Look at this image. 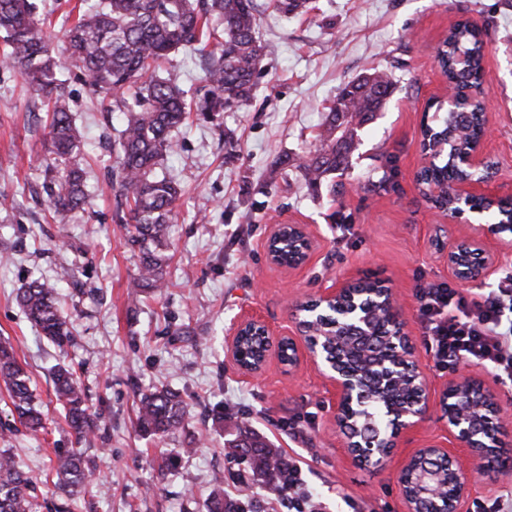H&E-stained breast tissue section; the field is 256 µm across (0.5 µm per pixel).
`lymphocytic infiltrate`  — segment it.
<instances>
[{
  "mask_svg": "<svg viewBox=\"0 0 512 512\" xmlns=\"http://www.w3.org/2000/svg\"><path fill=\"white\" fill-rule=\"evenodd\" d=\"M420 313L438 364L466 361L512 381L511 287L471 302L450 285L430 284Z\"/></svg>",
  "mask_w": 512,
  "mask_h": 512,
  "instance_id": "f902f5d3",
  "label": "lymphocytic infiltrate"
}]
</instances>
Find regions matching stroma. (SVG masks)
I'll use <instances>...</instances> for the list:
<instances>
[{
    "label": "stroma",
    "mask_w": 512,
    "mask_h": 512,
    "mask_svg": "<svg viewBox=\"0 0 512 512\" xmlns=\"http://www.w3.org/2000/svg\"><path fill=\"white\" fill-rule=\"evenodd\" d=\"M255 2L271 52L266 70L249 102L213 122L190 117L177 133L178 149L164 162L184 191L170 228V285L136 304L128 284L138 257L109 186L121 114L106 111L84 70L64 66L91 203L75 221H48L41 103L0 66V254L10 257L0 264V338L27 369L46 426L0 437V449L31 476L39 512L64 502L72 512H206L217 487L257 512H289L287 493L252 480L227 454L225 442L244 427L301 464L304 487L322 512H405L396 471L415 448L447 438L438 409L405 435L386 469L361 467L336 434L335 399L311 362L290 371L273 358L248 377L228 352L241 316L261 318L273 336L292 335L291 303L350 276L390 280L432 394L471 376L512 397V384L481 366L436 364L419 291L452 277L429 245L437 217L414 183L424 110L445 86L434 47L467 18L487 33L485 142L501 183L512 187V0H314V11L288 19L267 10L266 0ZM373 68L392 71L398 90L363 131L351 169L316 194L296 170L281 174V159L315 146L328 101ZM158 74L185 90L203 78L200 60L182 51ZM228 133L236 142L230 154ZM384 171L394 183L386 192L373 186ZM277 222L309 225L317 247L308 266L290 271L270 263L264 243ZM65 265L71 276L62 281ZM35 278L59 282L75 336L66 352L39 338L15 300ZM85 282L99 288L98 297L83 294ZM59 363L73 368L98 417L88 443L97 480L71 497L52 464L55 449L76 445L53 393L50 373ZM156 387L179 392L186 404L182 428L163 438L135 428L136 392ZM175 454L177 467L158 473L160 458Z\"/></svg>",
    "instance_id": "35a3bbf8"
}]
</instances>
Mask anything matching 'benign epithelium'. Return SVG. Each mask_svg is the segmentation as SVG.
Listing matches in <instances>:
<instances>
[{
    "label": "benign epithelium",
    "instance_id": "7a95c632",
    "mask_svg": "<svg viewBox=\"0 0 512 512\" xmlns=\"http://www.w3.org/2000/svg\"><path fill=\"white\" fill-rule=\"evenodd\" d=\"M464 164L474 170L476 176L454 183L451 196L455 199L456 210H436L440 222L435 225L431 242L457 281L482 282L492 275L500 257L512 252V213L490 223L483 210L471 208L475 199L496 201L502 196L497 166L492 164L485 139L472 145ZM459 223L464 224V234L456 238L451 225ZM285 228L298 230L306 241L300 261L288 266L290 270L301 269L308 265L315 248L314 236L306 224L272 225L266 240L267 256L274 260L272 242ZM354 281V277L346 278L314 296V314L336 309V321L328 326L326 336L313 331V314L305 313L304 304L297 302L291 305L297 335L275 339L260 318L244 316L233 325L228 351L231 357H236L237 339L251 327L260 328L270 343L265 356L267 360L273 355L279 356L276 345L288 341L291 347L288 370L309 360L331 387L336 397V434L342 439L347 453L360 464L384 468L391 462L404 436L426 420L431 409L430 382L428 374L416 362L415 345L390 282L382 280L378 300L370 306L349 296ZM381 308L389 314L386 339L394 348V356L371 361L366 372L340 368L338 361L330 355L333 347L341 345L350 334L366 333L370 321ZM371 376L392 389L401 388L407 380L414 395L407 403L389 406L382 416L381 429L375 435L365 437L359 433V424L373 419L367 388ZM438 405L446 420L450 446L428 442L402 461L397 481L405 512H419L423 500L433 503V512H463L473 476L492 483L499 474V469L486 467V454L493 451L500 457H512V448L505 447L501 440L506 429L512 426L511 399L504 401L481 382L463 377L448 381ZM456 448L466 449L470 465H465L454 452ZM429 461L444 463L448 478L429 473Z\"/></svg>",
    "mask_w": 512,
    "mask_h": 512
}]
</instances>
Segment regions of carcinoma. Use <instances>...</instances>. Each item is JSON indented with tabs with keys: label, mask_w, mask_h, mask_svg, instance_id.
Wrapping results in <instances>:
<instances>
[{
	"label": "carcinoma",
	"mask_w": 512,
	"mask_h": 512,
	"mask_svg": "<svg viewBox=\"0 0 512 512\" xmlns=\"http://www.w3.org/2000/svg\"><path fill=\"white\" fill-rule=\"evenodd\" d=\"M309 0H269L273 12L288 17L308 9ZM76 21L65 33L66 56L52 47V34L45 20L36 17L29 0H0V32L7 47L0 64L17 71L23 82L47 108L50 129L46 165L49 213L64 224L85 209L89 193L78 156L82 139L73 119L64 80L59 72L70 61L92 80L94 94L112 99V107L124 114V123L112 144L115 166L110 187L117 202L126 206L124 223L129 242L138 249L140 262L130 283V295L160 292L167 287L168 224L181 195L178 183L157 174L164 157L175 151L174 132L191 113L213 120L249 101L256 78L265 66L268 47L258 35L254 0H77L72 7ZM180 48L207 56L203 90L193 96L155 75V64ZM467 57L462 70L457 56ZM483 42L477 28L467 22L454 25L438 55L443 74L463 86L475 84L482 72ZM134 95L125 97L130 88ZM397 89L392 73L373 69L347 82L326 107L319 145L299 158L296 168L312 192L351 168L350 158L361 145L360 128L382 111ZM462 132L461 145L477 135V107L450 111L424 133ZM16 301L40 334L60 349L73 343L72 326L62 311L63 300L53 283L33 279L18 289ZM385 317L374 316L368 351L384 355L390 346L385 335ZM262 340L244 336L239 352L245 361L258 358ZM342 364L359 368L365 362L356 347L340 349ZM54 392L65 411L68 427L77 441L96 428L88 395L71 368L56 365L51 370ZM0 380L10 401L12 433L24 428L37 434L45 430L44 414L34 401L30 377L17 360L13 347L0 342ZM406 390L374 398V416L385 403L406 402ZM137 427L143 436H166L183 424L185 403L169 388H156L137 395ZM229 454L248 464L252 477L277 480L288 471V461L258 434L245 430L225 442ZM96 466L81 448L56 452V474L73 488L93 481ZM39 503L33 482L7 449L0 450V512H37ZM209 512H246L243 506L224 498L221 489L212 492Z\"/></svg>",
	"instance_id": "1"
}]
</instances>
